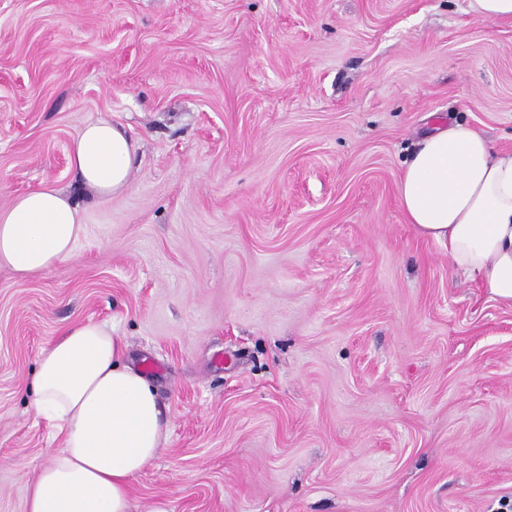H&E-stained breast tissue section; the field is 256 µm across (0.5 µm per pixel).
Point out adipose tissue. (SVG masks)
Returning <instances> with one entry per match:
<instances>
[{"label":"adipose tissue","instance_id":"adipose-tissue-1","mask_svg":"<svg viewBox=\"0 0 512 512\" xmlns=\"http://www.w3.org/2000/svg\"><path fill=\"white\" fill-rule=\"evenodd\" d=\"M135 147L106 121L85 124L69 161L96 200L125 190ZM408 223L456 271L512 308V150L451 122L419 141L397 181ZM83 210L64 190L17 195L0 210V267L41 275L73 258ZM38 415L62 438L29 489L26 512H131L130 485L159 454L167 422L154 387L124 362L111 328L79 322L44 349L32 382Z\"/></svg>","mask_w":512,"mask_h":512}]
</instances>
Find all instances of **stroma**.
Returning <instances> with one entry per match:
<instances>
[{
    "instance_id": "stroma-1",
    "label": "stroma",
    "mask_w": 512,
    "mask_h": 512,
    "mask_svg": "<svg viewBox=\"0 0 512 512\" xmlns=\"http://www.w3.org/2000/svg\"><path fill=\"white\" fill-rule=\"evenodd\" d=\"M469 0H0V209L51 185L85 233L0 268V512L61 446L41 351L112 328L168 424L132 512H512V308L407 223L433 120L512 150V21ZM103 120L128 188L79 192ZM134 157L135 147L130 139L106 121L85 124L69 152L80 186L98 201L128 187Z\"/></svg>"
}]
</instances>
